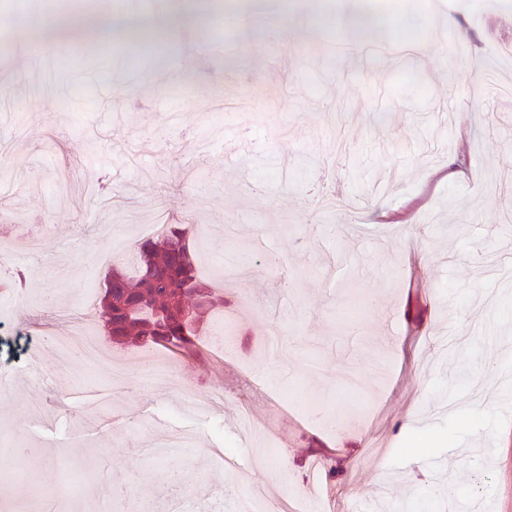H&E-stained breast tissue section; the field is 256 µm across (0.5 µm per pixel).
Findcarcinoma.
I'll return each instance as SVG.
<instances>
[{"instance_id": "cac0c4a2", "label": "carcinoma", "mask_w": 512, "mask_h": 512, "mask_svg": "<svg viewBox=\"0 0 512 512\" xmlns=\"http://www.w3.org/2000/svg\"><path fill=\"white\" fill-rule=\"evenodd\" d=\"M191 234L190 224H170L107 273L100 306L113 343L199 356L198 322L221 311L224 297L198 276Z\"/></svg>"}]
</instances>
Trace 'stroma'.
Returning a JSON list of instances; mask_svg holds the SVG:
<instances>
[{"label": "stroma", "instance_id": "35a3bbf8", "mask_svg": "<svg viewBox=\"0 0 512 512\" xmlns=\"http://www.w3.org/2000/svg\"><path fill=\"white\" fill-rule=\"evenodd\" d=\"M366 2L254 0L210 30L170 32L164 63L83 22L58 34L75 61L50 88L14 84L0 172L22 187L0 194L13 247L0 278L25 281L0 290V512H20L32 486L60 512H98L101 474L84 472L77 501L67 480L93 455L112 462L117 512L179 501L157 485L161 469L199 474L187 512H241L253 486L288 499L315 475L319 512H373L377 488L407 512H512V221L499 215L512 200V97L492 90L512 86V64L486 67L512 54V0H381L373 22L337 27ZM44 14L0 0V33L41 32ZM408 14L422 21L415 50L370 55ZM219 31L224 54L173 74L171 58ZM88 61L114 82L59 111ZM172 112L180 130L156 138ZM233 135L246 150L228 167ZM170 214L206 226L224 261L250 260L200 326L202 358L152 348L161 386L88 371L52 342L57 316L87 322L112 357L137 356L112 344L84 282H102L115 239L133 253ZM32 234L37 256L21 248ZM222 321L231 356L210 345ZM272 322L289 368L264 351ZM347 370L364 381L359 397L345 393ZM188 392L218 405L190 412ZM167 432L221 445L230 461L162 447ZM378 445L383 475L367 464ZM19 470L24 482H8Z\"/></svg>", "mask_w": 512, "mask_h": 512}]
</instances>
